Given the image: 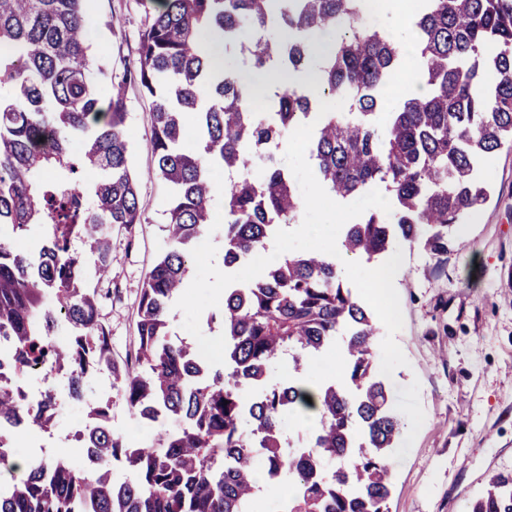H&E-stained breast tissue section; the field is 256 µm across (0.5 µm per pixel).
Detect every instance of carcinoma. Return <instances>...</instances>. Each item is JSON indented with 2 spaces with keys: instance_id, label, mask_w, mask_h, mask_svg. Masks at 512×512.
Wrapping results in <instances>:
<instances>
[{
  "instance_id": "obj_1",
  "label": "carcinoma",
  "mask_w": 512,
  "mask_h": 512,
  "mask_svg": "<svg viewBox=\"0 0 512 512\" xmlns=\"http://www.w3.org/2000/svg\"><path fill=\"white\" fill-rule=\"evenodd\" d=\"M91 2L0 0V369L65 372L69 397L89 407L93 424L78 441L94 463L89 470L16 456L11 440L32 426L51 430L57 392L45 384L33 405L0 381V512H255L257 455L267 482L291 490L279 512H389L390 451L402 423L373 367L377 319L343 286L331 257L292 254L224 290L222 369L171 337L170 307L194 243L211 228V171L231 174L228 267L265 248L280 225L297 223L304 202L288 174L269 156L257 178L251 162L258 147L313 121L307 150L328 195L382 185L393 201L391 214L347 225L345 250L380 255L402 239L448 253L452 228L489 197L482 166L512 142V0H418L424 93L405 97L383 134L373 118L401 50L364 24L365 0H149L135 82L153 99V174L170 188L168 248L146 274L136 347L121 363L112 361L105 296L93 280L108 275L112 226L132 231L142 210L129 168L126 80L92 64ZM245 26L255 34L248 66L287 74L305 71L314 34H336L316 88L244 97L236 73L209 62L204 39L231 43ZM284 29L295 38L269 36ZM336 99L344 111L318 116L321 101ZM88 171L98 174L91 189ZM32 227L43 241L38 253L14 249L11 235ZM62 326L69 340L60 346L52 337ZM338 341L345 382L306 385L308 359ZM284 354L293 374L273 384L271 368ZM103 367L139 418L182 419L159 438L163 452L129 443L112 430L110 403L86 398L87 379ZM306 412L317 416L308 448L286 447L281 418ZM115 461L135 479L114 481ZM470 512H512V473L491 476Z\"/></svg>"
}]
</instances>
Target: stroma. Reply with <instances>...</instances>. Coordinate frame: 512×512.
Instances as JSON below:
<instances>
[{"instance_id": "stroma-1", "label": "stroma", "mask_w": 512, "mask_h": 512, "mask_svg": "<svg viewBox=\"0 0 512 512\" xmlns=\"http://www.w3.org/2000/svg\"><path fill=\"white\" fill-rule=\"evenodd\" d=\"M149 19L142 0H95L86 21L96 63L123 77L139 63V38ZM128 142L139 177L143 211L133 232L112 230L110 299L101 321L112 340V357L124 361L136 343L137 303L144 277L166 249L168 187L152 173L148 146L153 103L135 82L127 84ZM492 192L465 223L452 231L447 254L401 243L403 264L395 276L404 324L395 339L408 363L385 378L390 406L402 421L391 451L395 472L389 512H469L490 474L512 471V146L485 164ZM61 392L52 431L28 430L20 452L43 445L51 459L79 461L76 420L83 405L65 397L66 379L51 374ZM41 374L21 377L27 389L42 387ZM92 397L112 404V429L132 443L154 445L177 421L142 423L109 374L95 375Z\"/></svg>"}]
</instances>
